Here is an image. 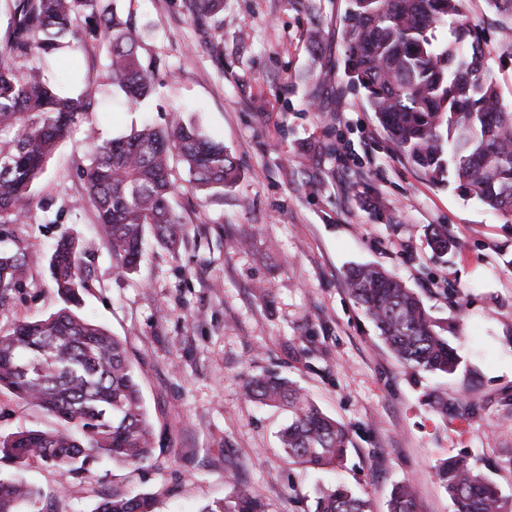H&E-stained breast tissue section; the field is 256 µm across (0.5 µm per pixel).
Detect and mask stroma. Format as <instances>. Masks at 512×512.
<instances>
[{"mask_svg": "<svg viewBox=\"0 0 512 512\" xmlns=\"http://www.w3.org/2000/svg\"><path fill=\"white\" fill-rule=\"evenodd\" d=\"M132 19L144 60L163 79L148 110L113 92L105 46L63 51L52 73L98 86L95 112L58 146L29 218L7 227L0 248H25L23 295L0 307V331L59 307L48 252L63 232L93 240L81 312L126 344L154 427V457L139 466L101 460L77 478L40 463L21 472L44 512H93L99 493H153L157 512H200L227 496L230 475L248 480L271 512H307L318 485L345 482L388 512L391 488L418 487V512H455L435 476L448 458L468 463L512 500V223L411 168L385 138L341 60L347 0H224V24L198 23L189 0H115ZM324 33L314 57L307 33ZM330 71L317 83L311 75ZM193 117L243 171L224 194L191 189L181 163L172 206L190 232L178 252L150 247L120 272L100 235L82 172L103 139L168 110ZM331 145L336 175L319 193L288 166L303 144ZM380 202L381 210L371 209ZM444 224L456 247L426 243ZM372 263L422 299L456 349L455 373L412 374L390 353L345 286L348 267ZM276 371L345 423L344 468L306 471L277 438L287 411L248 399L245 377ZM442 397L447 416L428 402ZM54 419L0 392V433L50 428Z\"/></svg>", "mask_w": 512, "mask_h": 512, "instance_id": "obj_1", "label": "stroma"}]
</instances>
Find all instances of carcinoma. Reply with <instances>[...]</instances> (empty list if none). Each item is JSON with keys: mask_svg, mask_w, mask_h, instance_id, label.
<instances>
[{"mask_svg": "<svg viewBox=\"0 0 512 512\" xmlns=\"http://www.w3.org/2000/svg\"><path fill=\"white\" fill-rule=\"evenodd\" d=\"M498 32V59L512 62V0H485ZM10 23L0 38V228L27 220L34 190L73 124L95 111L97 88L67 93L39 62L88 41L109 43L114 90L139 105L156 90V67L144 64L137 33L105 0H9ZM194 17L223 24L224 0H192ZM348 82L362 90L385 137L416 171L451 183L466 198L512 217V109L489 73L484 26L467 20L466 0H349L342 19ZM330 146L309 142L301 157L314 169ZM205 196L224 194L242 170L224 144L193 121L174 115L95 147L85 172L89 201L112 257L123 273L136 271L147 239L169 251L189 234L170 206L176 185L172 160ZM436 255L455 248L445 225L431 227ZM90 244L63 234L48 258L62 306L44 318L15 322L0 334V391L54 418L52 429L25 428L0 435V467L32 462L78 476L101 458L137 465L153 453V429L140 385L121 340L80 314L90 271ZM22 249L0 251V306L23 294L28 279ZM346 286L390 352L414 373L452 374L458 357L419 296L370 263L351 267ZM33 364L24 374L19 367ZM245 394L283 405L291 413L279 432L290 460L312 469L343 466L349 429L323 413L292 381L278 375L247 377ZM435 475L456 512H503L499 488L461 460L443 461ZM162 488L151 494L112 490L94 512H156ZM39 492L14 475H0V512H21ZM415 486L395 485L389 512H417ZM201 512H269L242 479L230 496ZM308 512H369V502L344 484L317 487Z\"/></svg>", "mask_w": 512, "mask_h": 512, "instance_id": "carcinoma-1", "label": "carcinoma"}]
</instances>
